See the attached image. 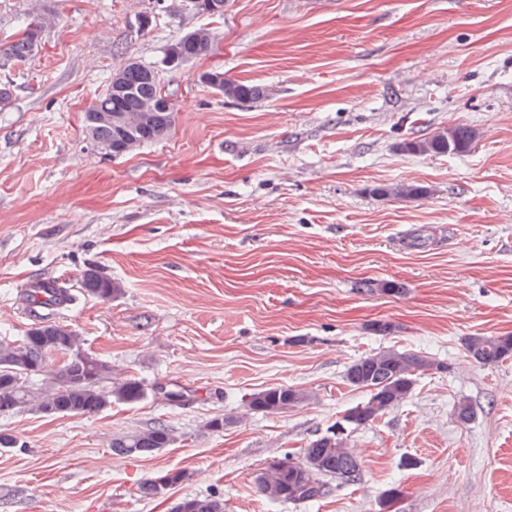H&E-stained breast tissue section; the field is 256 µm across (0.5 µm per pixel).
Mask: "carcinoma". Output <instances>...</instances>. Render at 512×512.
Here are the masks:
<instances>
[{
    "label": "carcinoma",
    "mask_w": 512,
    "mask_h": 512,
    "mask_svg": "<svg viewBox=\"0 0 512 512\" xmlns=\"http://www.w3.org/2000/svg\"><path fill=\"white\" fill-rule=\"evenodd\" d=\"M55 22L52 12L36 14L21 36L0 51V70H7L34 58L41 48L44 29ZM215 36L206 27L191 30L168 45L163 63L170 69L184 66V59L209 54ZM128 93L120 99L112 87L90 105L85 113L84 130L90 141L102 150L139 148L166 139L175 125L174 104L160 87L154 67L131 61L120 70ZM208 81L219 82L229 103L260 100L264 91L257 85L230 78L222 71L206 73ZM476 138L469 126L439 127L425 138H413L400 144L401 151L412 155H448L467 152ZM381 197L419 199L427 194L423 186L401 183L374 189ZM84 290L103 301L118 297L122 288L97 267L82 274ZM362 287L388 295L404 292L401 283L366 281ZM36 306L61 305L68 302L66 293L50 282H39L29 294ZM469 356L484 367H494L512 359V335H474L465 339ZM57 353L60 364L47 368L49 355ZM444 365L412 351L393 348L363 355L346 368L343 381L351 389L365 394L364 400L347 409L336 430L310 441L302 455H285L270 462L258 476L259 494L272 503H314L330 492L327 479L345 484L361 480V464L348 448L347 431L364 428L409 399L417 378ZM111 366L81 349L77 334L68 326L43 321L17 340H0V416L25 409L52 416L93 418L114 403L136 405L146 399L142 381L129 378L111 382ZM314 395L305 389L276 385L250 395L246 402L254 413L279 414L306 404ZM173 442L167 426L157 424L112 440V453L122 456H149ZM180 471H165L144 480L140 486L146 497H156L181 482ZM402 497L398 485L388 488L380 501V512H393ZM171 512H225L224 498L206 495L183 498Z\"/></svg>",
    "instance_id": "1"
}]
</instances>
